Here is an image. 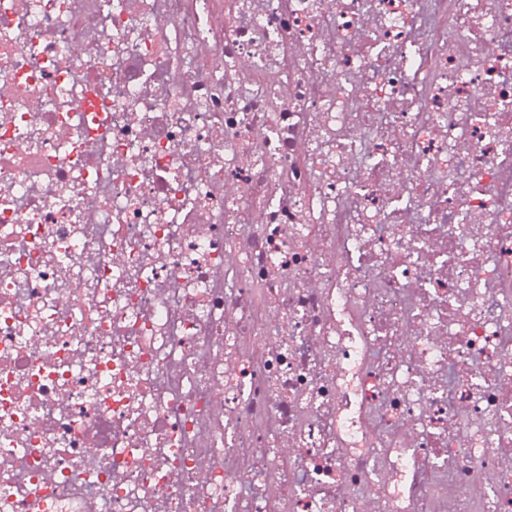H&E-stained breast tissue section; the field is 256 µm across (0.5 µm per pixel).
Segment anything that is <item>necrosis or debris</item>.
I'll return each mask as SVG.
<instances>
[{"mask_svg": "<svg viewBox=\"0 0 512 512\" xmlns=\"http://www.w3.org/2000/svg\"><path fill=\"white\" fill-rule=\"evenodd\" d=\"M512 0H0V512H512Z\"/></svg>", "mask_w": 512, "mask_h": 512, "instance_id": "obj_1", "label": "necrosis or debris"}]
</instances>
